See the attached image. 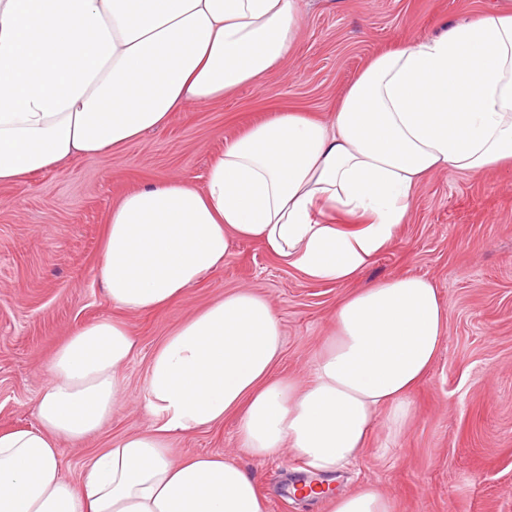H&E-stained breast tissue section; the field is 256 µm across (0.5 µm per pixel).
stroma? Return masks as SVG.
<instances>
[{
	"label": "stroma",
	"instance_id": "1",
	"mask_svg": "<svg viewBox=\"0 0 512 512\" xmlns=\"http://www.w3.org/2000/svg\"><path fill=\"white\" fill-rule=\"evenodd\" d=\"M511 6L512 0H297L298 36L279 73L188 107L120 151L72 158L22 184L1 185L0 431L36 426L34 402L47 365L71 333L121 319L137 342L119 370L124 398L100 432L77 447L59 445L64 476L80 482L93 454L150 427L144 387L157 346L196 310L238 288L265 296L281 322L277 375L309 381L338 303L359 283L308 281L246 240L185 299L154 312L123 311L97 279L113 204L172 176L204 188L225 139L275 112L330 120L372 57ZM404 276L429 279L448 309L438 356L412 394L410 426L388 435L387 412L379 410L361 455L332 475L330 486L340 493L372 483L394 500L396 512H512V169L426 178L408 223L362 281ZM171 449L179 458L236 457L266 495L268 512H328L325 503L287 495L302 462L285 451L256 460L240 448L235 417L176 437Z\"/></svg>",
	"mask_w": 512,
	"mask_h": 512
}]
</instances>
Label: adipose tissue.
I'll list each match as a JSON object with an SVG mask.
<instances>
[{
    "mask_svg": "<svg viewBox=\"0 0 512 512\" xmlns=\"http://www.w3.org/2000/svg\"><path fill=\"white\" fill-rule=\"evenodd\" d=\"M297 29L295 0H0V184L75 156L117 151L187 105L276 73ZM512 166V13L375 56L331 123L279 112L226 141L204 189L172 179L112 208L98 282L113 306L165 308L260 241L314 282L360 278L388 250L434 173ZM448 310L426 278L357 289L336 309L307 383L274 374L281 324L251 290L224 294L165 338L145 379L149 432L93 455L80 482L59 440L82 443L123 392L136 341L116 319L73 332L54 352L39 425L0 433V512H267L235 460H175L171 436L235 416L243 448L288 449L311 475L356 459L379 409L399 434L413 418ZM331 512H395L373 484Z\"/></svg>",
    "mask_w": 512,
    "mask_h": 512,
    "instance_id": "ef3b65f1",
    "label": "adipose tissue"
}]
</instances>
